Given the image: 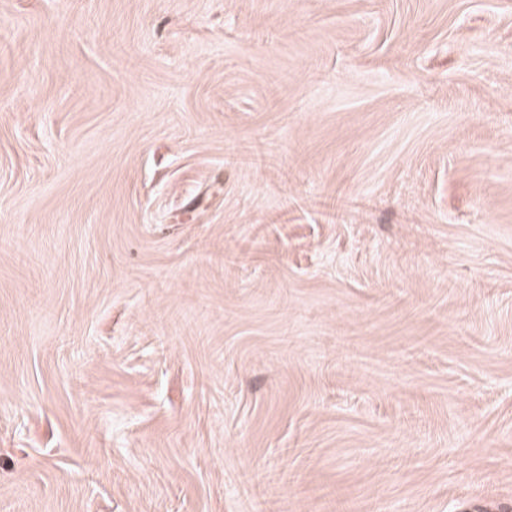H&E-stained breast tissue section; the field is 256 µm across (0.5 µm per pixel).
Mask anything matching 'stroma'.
Wrapping results in <instances>:
<instances>
[{
    "instance_id": "obj_1",
    "label": "stroma",
    "mask_w": 512,
    "mask_h": 512,
    "mask_svg": "<svg viewBox=\"0 0 512 512\" xmlns=\"http://www.w3.org/2000/svg\"><path fill=\"white\" fill-rule=\"evenodd\" d=\"M0 512H512V0H0Z\"/></svg>"
}]
</instances>
